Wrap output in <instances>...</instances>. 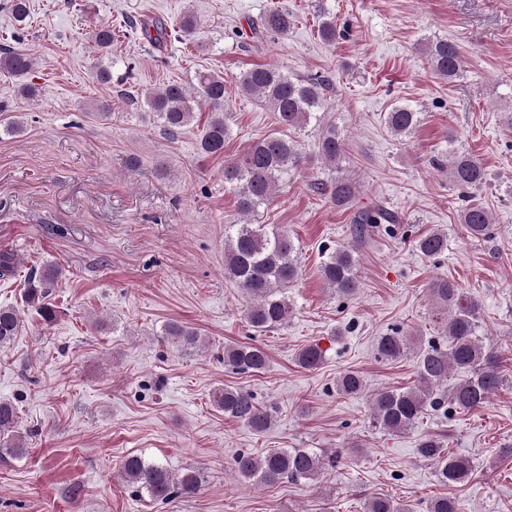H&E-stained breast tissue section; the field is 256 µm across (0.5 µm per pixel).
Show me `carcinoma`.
<instances>
[{
	"mask_svg": "<svg viewBox=\"0 0 512 512\" xmlns=\"http://www.w3.org/2000/svg\"><path fill=\"white\" fill-rule=\"evenodd\" d=\"M7 8L15 22L22 24L29 17L28 0H9ZM292 24L290 15L271 11L252 27L260 33L285 34ZM421 52L433 72L449 80L458 76L462 58L459 46L446 38L426 42ZM34 65L27 54L0 48V70L18 78L26 77ZM243 96L255 100L273 112L278 123L288 130H300L311 121H321L324 91L329 79L323 75L306 79L294 78L274 67L257 66L235 77ZM205 103L209 116L197 150L204 157L224 154V141L229 127L224 116V76L200 72L196 85L188 89L181 84H169L146 94V104L152 110L163 132L171 139L195 120V109ZM419 123V113L407 106H397L387 113L386 124L391 134L402 137L411 133ZM345 142L329 124L319 134V154L322 160L336 169L330 182L317 181L311 188L327 196L329 202L344 208L358 192L356 181L342 169ZM304 158L294 140L270 134L253 140L236 159L224 165V183L237 197L238 208L248 216L259 212L275 198L279 183L288 172L299 168ZM448 176L463 196L480 190L487 183L486 170L480 159L461 148L449 152ZM396 218L377 208L354 213L352 232L363 239L376 234H391L390 225ZM460 223L468 237L485 239L492 230V217L480 206L468 205L460 214ZM416 249L427 258H436L448 250V235L435 231L419 237ZM298 248L295 238L275 224H227L224 226V274L250 297L246 322L261 335L273 331L288 321L293 302L288 288L298 277ZM321 265L325 284L342 297L350 298L358 290L355 257L348 248L325 249ZM59 275V269L48 267L32 275L26 302L47 322L57 318L56 306L46 301V287ZM434 305L435 322L447 344L434 341L423 347L417 338L394 329L380 337L376 354L379 360L393 363L414 356L417 384L405 391L382 389L370 396L369 404L374 422L392 432L411 430L417 426L424 411L441 410L448 405L470 410L482 405L493 394L502 377L499 359L491 345L479 336L481 305L467 297L455 283L437 277L427 285ZM22 328L19 312L12 306H0V347L9 346ZM162 335L184 348L197 347L200 334L178 322H169ZM298 364L308 370L324 362L319 345L303 348ZM224 363L243 372L259 373L266 369L268 356L257 344L224 348ZM454 373L467 378L452 383ZM336 390L345 396L365 393L364 378L355 371H346L336 380ZM214 402L224 414L257 432L270 425V415L260 407L255 395L244 388H226L215 393ZM18 411L10 402H0V462L17 458L27 451L24 436L18 431ZM420 458L436 467L440 482L446 485L469 481L473 466L470 459L458 456L446 448L443 436L425 434L420 439ZM338 456H328L311 448L272 450L262 456L248 452L237 454L232 467L241 476L268 486L289 482L313 481L327 467H336ZM123 478L133 492L146 494L155 502L166 503L176 496H191L200 488V477L188 471L177 477L164 465L149 462L142 456H130L123 465ZM364 512H410L406 506L383 495H372L363 503ZM426 512H459V504L446 496L427 502Z\"/></svg>",
	"mask_w": 512,
	"mask_h": 512,
	"instance_id": "carcinoma-1",
	"label": "carcinoma"
}]
</instances>
